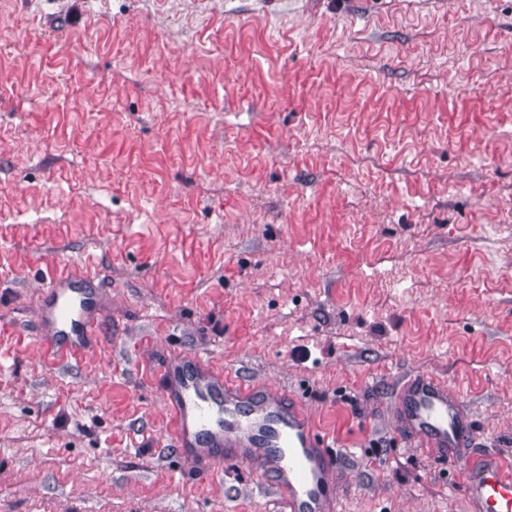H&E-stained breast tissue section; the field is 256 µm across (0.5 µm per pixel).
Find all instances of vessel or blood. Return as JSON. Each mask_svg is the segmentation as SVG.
Wrapping results in <instances>:
<instances>
[{
    "label": "vessel or blood",
    "mask_w": 512,
    "mask_h": 512,
    "mask_svg": "<svg viewBox=\"0 0 512 512\" xmlns=\"http://www.w3.org/2000/svg\"><path fill=\"white\" fill-rule=\"evenodd\" d=\"M90 281V274L59 268L45 284L39 318L51 331L41 349L53 361L70 362L94 347L101 313ZM162 370L175 447L269 475L282 512H337L341 451L287 392L217 373L205 360L176 351ZM392 425L436 461L462 465L470 512H512V472L495 456L470 457L474 421L447 384L425 373L409 376Z\"/></svg>",
    "instance_id": "obj_1"
}]
</instances>
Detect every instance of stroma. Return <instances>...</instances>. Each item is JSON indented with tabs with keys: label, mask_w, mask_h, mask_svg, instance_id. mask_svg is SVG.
Masks as SVG:
<instances>
[{
	"label": "stroma",
	"mask_w": 512,
	"mask_h": 512,
	"mask_svg": "<svg viewBox=\"0 0 512 512\" xmlns=\"http://www.w3.org/2000/svg\"><path fill=\"white\" fill-rule=\"evenodd\" d=\"M176 348L306 405L338 512H468L392 429L418 372L512 468V0H0V512H280L174 447ZM93 276L77 277L69 269L57 268L43 289L39 308L42 323L51 332L42 336L43 355L55 362L76 360L94 347L100 320V299L87 288Z\"/></svg>",
	"instance_id": "obj_1"
}]
</instances>
